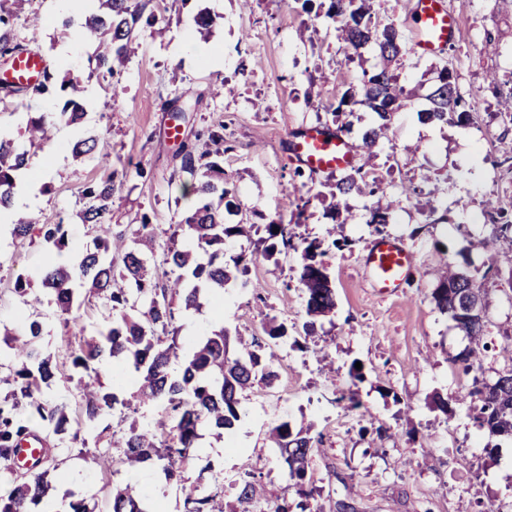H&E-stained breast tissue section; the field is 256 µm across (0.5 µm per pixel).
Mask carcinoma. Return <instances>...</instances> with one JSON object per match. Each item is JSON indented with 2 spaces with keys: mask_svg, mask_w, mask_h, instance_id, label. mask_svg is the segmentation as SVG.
I'll use <instances>...</instances> for the list:
<instances>
[{
  "mask_svg": "<svg viewBox=\"0 0 512 512\" xmlns=\"http://www.w3.org/2000/svg\"><path fill=\"white\" fill-rule=\"evenodd\" d=\"M98 8L82 26L85 40L96 44L91 58L92 72L112 77L121 73L132 56L137 54L142 37L161 33L155 28L158 18L154 3L158 0H97ZM329 16L339 20L338 38L347 49L357 52L373 45L379 64L364 73L360 93L345 91L333 110L343 112L350 105H362L377 116L376 125L365 130L361 137L366 149L375 147L387 136L394 114L409 97L400 86L391 66L410 54L395 23L382 21L372 12V0H329ZM9 10L0 2V54L15 56L22 52L20 44L9 29ZM430 108L419 113L423 122L456 120L463 123L470 118L466 102L457 91L453 73L443 67L436 88L428 95ZM85 106L72 96L59 111L47 117L40 114L27 121L26 139L16 140L0 133V206H8L17 187L19 171L26 166V144H44L50 140L56 125L76 126L82 123ZM204 155L184 143L180 161L183 172L195 175L202 171V181L193 186L201 197L200 204L187 213L178 225L189 243H177V232L159 243V228L142 216L141 224L130 240L125 234H112V196L116 190L114 173L97 182L87 184L82 191L84 207L82 222L97 226L94 249L77 254L72 265L49 268L41 277V288L63 315L72 312L74 283L79 281L87 291L102 300V306L112 314V321L98 335L79 341L71 352L72 365L81 368L87 380L81 381L76 402V419L69 416L65 403L51 404L39 398L42 386L50 385L57 376V367L44 355L41 339L44 324L41 317L27 315L16 334L4 337L5 356L18 361L11 390L0 404V477L13 485L6 497H0V512H54L51 505L42 510L48 494V470L34 468L25 475L16 473L14 452L16 444L27 433L31 419L46 422L55 434H63L72 426H93L121 405L115 393L105 392L97 382L96 363L104 350L120 361L123 369L138 381L133 399L138 403L163 401L171 410V417L159 421L151 430L131 426L113 441L122 449L114 460L104 452L103 463L118 462L129 471L137 470L149 460H156L168 482L181 478L185 464L197 453V440L202 424L217 429H231L241 419L239 395L258 378L272 384L277 379L274 352H265L254 340L242 348L231 347L228 331L219 327L201 340L187 339L175 326L180 309L199 306L203 288L222 290L229 284L252 288L254 284L239 278L246 273L243 257L226 256L224 242L230 237L251 238L256 224L239 221L224 222V214L235 213L236 204L224 187V168L217 162H202ZM366 174L360 170L349 172L336 180L331 192L336 202L329 209L331 219L341 214V205L354 191L361 190ZM393 204L377 200L370 207L371 224L390 222ZM500 222L493 225L483 245L498 243L512 247V220L499 210ZM279 232H273V229ZM268 251L276 249L274 240L288 246L286 225L272 221L265 225ZM13 239L23 244L39 237L44 243L62 250L68 246L61 224H40L30 214L22 215L12 224ZM162 249V265L175 277L159 279L156 264L157 249ZM320 244L304 241L294 250L300 251V283L307 295L306 314L312 319L334 309L335 292L327 267L316 260ZM438 285L433 299L440 312L448 315L455 326L469 340L455 362L468 373L480 366L487 343V318L475 320L469 308L476 303L486 309L482 289L465 269L445 264L437 274ZM508 368L496 372L492 379L484 374L473 376L463 399L469 401L473 419L479 428L491 436L512 439V336L501 344ZM273 447L288 467V479L304 494L313 437L298 431L292 433L283 422L269 432ZM184 512H224V484L213 480L207 485L184 488ZM257 495L255 474L247 472L239 481L238 502L241 512H250L249 505ZM146 490L136 483H128L112 493L111 512H146L143 502Z\"/></svg>",
  "mask_w": 512,
  "mask_h": 512,
  "instance_id": "carcinoma-1",
  "label": "carcinoma"
}]
</instances>
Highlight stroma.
I'll return each instance as SVG.
<instances>
[{
    "label": "stroma",
    "mask_w": 512,
    "mask_h": 512,
    "mask_svg": "<svg viewBox=\"0 0 512 512\" xmlns=\"http://www.w3.org/2000/svg\"><path fill=\"white\" fill-rule=\"evenodd\" d=\"M448 2L461 39L441 53L394 66L411 97L387 138L369 151L361 149V135L374 124V113L358 106L353 115L336 116L329 107L359 86L376 53L366 48L346 59L336 24L326 15L328 0H254L247 11L238 0H175L164 35L144 37L116 80L88 77L83 62L68 63L62 54L84 14L65 23L53 17L50 0L11 5L16 42L37 51L55 80L71 76L86 107L75 135L97 138L111 164L103 166L94 154L75 158L68 145L30 150L28 165L40 172L30 210L42 223H63L70 247L60 251L39 239L21 245L10 228L0 229V337L17 333L20 317L37 311L44 351L70 371L72 337L61 316L45 301L24 305L14 283L20 276L39 282L47 266L69 264L75 252L92 246L95 233L79 217L85 184L115 171L116 233H131L145 214L161 229L174 230L195 206L193 179L179 170L180 142L167 135L172 120L166 105L172 101L186 110L181 142L202 151V134L223 129L220 164L243 214H257L262 225L304 206L300 223L288 230L293 243L320 242L336 294L332 312L305 331L306 297L295 252L267 255L259 233L227 239L225 253L245 254L246 277L261 288H226L220 323L208 299L181 312L180 333L196 338L221 324L231 334L261 339L269 325L286 324L288 334L274 348L277 379L270 385L255 381L242 395V421L233 431L203 426L197 456L179 483H166L149 464L136 472L117 464L106 471L91 455L106 450L113 433L130 423L152 426L165 415L164 404L146 403L125 415L116 411L79 435L51 437L49 501L59 512L75 494L94 497L97 512H109L113 487L130 481L147 488L156 512H184L183 486L208 483L215 469L224 479V512H238L236 481L248 471L259 480L253 512H274L284 502L305 512H336L341 501L356 512H512V440L489 436L468 405L457 401L471 378L453 358L468 340L431 296L434 271L443 263L469 265L481 279L489 320L483 366L493 376L502 367L496 346L512 336V262L481 242L492 229L488 205L512 215V161L504 153L512 144V117L499 105L512 89V0ZM205 7L214 16L211 31L192 34V18ZM34 14L41 21L37 38L29 21ZM443 65L473 110L470 123L418 119L435 84L433 69ZM216 85L221 93L215 97L210 90ZM60 106L52 94L21 105L0 100V129L18 135L30 116ZM345 123L356 147L354 167L398 201L390 224L378 230L369 223L373 198L365 192L348 196L347 212L330 219L335 175L310 174L290 151L295 132ZM409 183L434 203L436 223H425L416 200L402 198L401 187ZM382 239L399 240L415 255L411 278L393 294L377 293L367 282L366 253ZM348 391L360 400V410L341 401ZM440 399L447 400V410L437 408ZM284 421L314 439L303 497L268 439Z\"/></svg>",
    "instance_id": "1"
}]
</instances>
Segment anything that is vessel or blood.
<instances>
[{
    "instance_id": "vessel-or-blood-1",
    "label": "vessel or blood",
    "mask_w": 512,
    "mask_h": 512,
    "mask_svg": "<svg viewBox=\"0 0 512 512\" xmlns=\"http://www.w3.org/2000/svg\"><path fill=\"white\" fill-rule=\"evenodd\" d=\"M416 36L414 54L424 56L444 50L461 36V27L446 0H412ZM47 71L42 57L28 51L14 57L7 67H0V83L25 88L40 83ZM290 149L311 173H335L347 168L353 157L351 144L341 135H334L311 126L294 136ZM366 268L370 285L381 293L401 288L414 267L413 252L400 241L384 239L368 250ZM50 451L48 440L39 430H31L21 448L18 460L33 462Z\"/></svg>"
}]
</instances>
